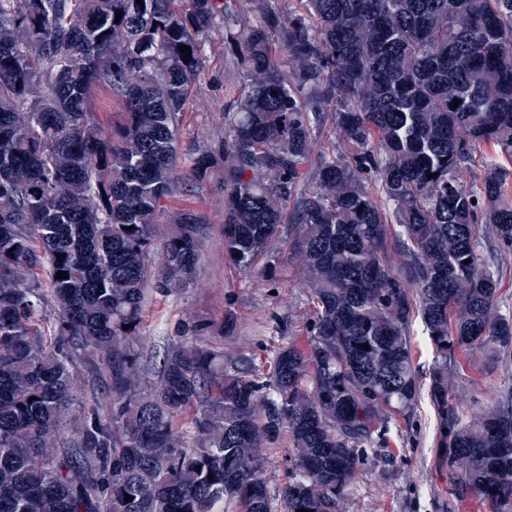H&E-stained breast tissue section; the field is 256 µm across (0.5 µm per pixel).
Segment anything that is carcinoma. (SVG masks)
I'll use <instances>...</instances> for the list:
<instances>
[{"label": "carcinoma", "mask_w": 512, "mask_h": 512, "mask_svg": "<svg viewBox=\"0 0 512 512\" xmlns=\"http://www.w3.org/2000/svg\"><path fill=\"white\" fill-rule=\"evenodd\" d=\"M295 2L0 0V512H272L284 440L283 512H339L364 461H397L418 318L435 463L512 512V389L467 423L454 400L458 356L512 359V0ZM215 26L248 77L218 146L224 256L249 273L296 225L314 317L267 373L185 319L149 386L146 284H189L204 233L184 216L152 268ZM99 86L124 107L107 127ZM327 114L339 148L316 153ZM81 366L103 400L76 404ZM269 464L265 473L266 485L270 497L273 500L274 512H282L281 493L286 482L288 468V447L283 443L279 449L269 454Z\"/></svg>", "instance_id": "carcinoma-1"}]
</instances>
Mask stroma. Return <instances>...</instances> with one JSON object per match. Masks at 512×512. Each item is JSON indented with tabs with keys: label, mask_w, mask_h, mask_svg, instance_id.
Segmentation results:
<instances>
[{
	"label": "stroma",
	"mask_w": 512,
	"mask_h": 512,
	"mask_svg": "<svg viewBox=\"0 0 512 512\" xmlns=\"http://www.w3.org/2000/svg\"><path fill=\"white\" fill-rule=\"evenodd\" d=\"M222 44V31H212L203 69L184 106L177 182L156 225L160 244L186 212L195 214L206 230L191 284L166 294L147 292L143 353L153 383L161 378L164 351L182 319H207V344L260 365L282 345H305V326L313 315L293 251L295 225H281L267 257L252 275H244L224 257L223 163L215 162L202 180L191 173L192 159L214 149L223 136L224 107L245 82L236 62L224 55ZM466 374L470 381L460 387L456 405L469 422L494 405L497 388L512 386V362L488 369L475 357L467 362ZM435 431L429 401L420 397L412 422L394 435L399 448L396 462L386 468L366 464L340 512H486L474 494H451L448 473L437 472Z\"/></svg>",
	"instance_id": "stroma-1"
}]
</instances>
